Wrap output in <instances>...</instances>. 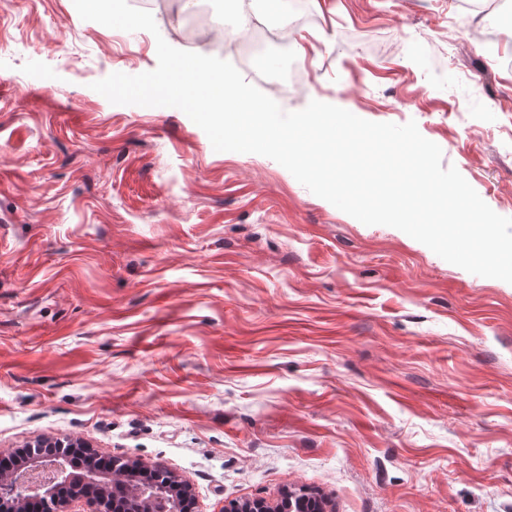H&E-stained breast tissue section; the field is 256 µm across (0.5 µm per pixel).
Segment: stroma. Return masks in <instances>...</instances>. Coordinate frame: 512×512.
<instances>
[{"mask_svg": "<svg viewBox=\"0 0 512 512\" xmlns=\"http://www.w3.org/2000/svg\"><path fill=\"white\" fill-rule=\"evenodd\" d=\"M0 0V457L78 439L189 483L194 512H512V284L214 151L174 107L92 90L180 47ZM275 100L415 121L512 217V27L458 0H308ZM301 497V496H300ZM315 502H318L315 504ZM325 505L329 506V501L325 498H318L314 496L304 495L297 501V505L293 506L288 502V509L283 507V503L278 506H271L264 500H256L247 503H239L236 501H231L228 505L225 506V512H284L288 510L292 512L296 509V511L303 512L308 508L319 509L320 512H330L333 511L332 508L328 510Z\"/></svg>", "mask_w": 512, "mask_h": 512, "instance_id": "stroma-1", "label": "stroma"}]
</instances>
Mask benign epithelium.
I'll return each mask as SVG.
<instances>
[{
	"instance_id": "1",
	"label": "benign epithelium",
	"mask_w": 512,
	"mask_h": 512,
	"mask_svg": "<svg viewBox=\"0 0 512 512\" xmlns=\"http://www.w3.org/2000/svg\"><path fill=\"white\" fill-rule=\"evenodd\" d=\"M66 441L56 442V449L49 452L30 451L25 459L12 471L0 472V512H26L30 501H38L46 512H63L67 504L84 500L92 507V512H111L108 505V489L111 483L124 478L136 470L132 463L119 465L112 462L110 468H87L77 472L70 467L67 456L60 451ZM64 486L70 490L69 498L59 502L53 497V490ZM191 486L171 475L159 490L147 485L130 489L126 512H153L152 501L163 498L175 506L191 493ZM325 498L303 496L297 505L271 506L264 500L247 503L231 501L224 512H305L315 507L319 512H330Z\"/></svg>"
}]
</instances>
